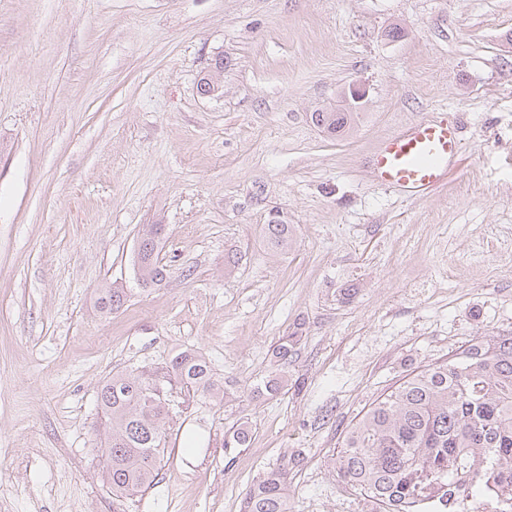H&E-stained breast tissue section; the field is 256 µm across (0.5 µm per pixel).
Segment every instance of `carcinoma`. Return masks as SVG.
Instances as JSON below:
<instances>
[{"mask_svg":"<svg viewBox=\"0 0 512 512\" xmlns=\"http://www.w3.org/2000/svg\"><path fill=\"white\" fill-rule=\"evenodd\" d=\"M315 125L331 135L349 132L351 112H314ZM267 244L288 245L290 225L273 219L265 225ZM164 225L145 224L133 252L138 284L161 285L167 276L160 251ZM122 288L100 291L102 315L120 309ZM293 339L275 349L277 366L288 365ZM285 380L278 374L257 384L259 396L276 397ZM189 395L224 400L227 382L215 378L198 351L179 352L162 371L114 373L101 386L98 406L104 420L103 475L112 499H130L151 488L164 459L166 420L171 414L168 387ZM249 430L238 427L224 448L246 447ZM337 477L386 510L412 512V504L434 494L443 512H461L471 497L512 512V337L477 341L447 364L428 366L380 396L349 431L334 458ZM288 462L267 471L246 493L244 512H288L285 493Z\"/></svg>","mask_w":512,"mask_h":512,"instance_id":"carcinoma-1","label":"carcinoma"}]
</instances>
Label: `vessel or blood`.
I'll return each instance as SVG.
<instances>
[{
  "label": "vessel or blood",
  "mask_w": 512,
  "mask_h": 512,
  "mask_svg": "<svg viewBox=\"0 0 512 512\" xmlns=\"http://www.w3.org/2000/svg\"><path fill=\"white\" fill-rule=\"evenodd\" d=\"M457 122L446 113L425 115L381 140L371 163L373 180L406 191H431L448 176L450 162L460 153Z\"/></svg>",
  "instance_id": "obj_1"
}]
</instances>
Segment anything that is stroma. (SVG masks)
<instances>
[{
	"label": "stroma",
	"mask_w": 512,
	"mask_h": 512,
	"mask_svg": "<svg viewBox=\"0 0 512 512\" xmlns=\"http://www.w3.org/2000/svg\"><path fill=\"white\" fill-rule=\"evenodd\" d=\"M352 84L359 115L331 137L311 114ZM427 112L462 128L445 184L372 181L378 143ZM144 224L165 225L168 269L147 289ZM111 286L128 298L103 316ZM287 335L285 393L254 395ZM502 336L512 0H0V512H242L283 462L288 512H382L331 467L352 423ZM188 348L230 393L172 388L155 485L113 500L98 390ZM241 424L249 446L225 453ZM265 237L271 249L278 250L288 245L292 237V228L289 224L273 219L265 224Z\"/></svg>",
	"instance_id": "obj_1"
}]
</instances>
